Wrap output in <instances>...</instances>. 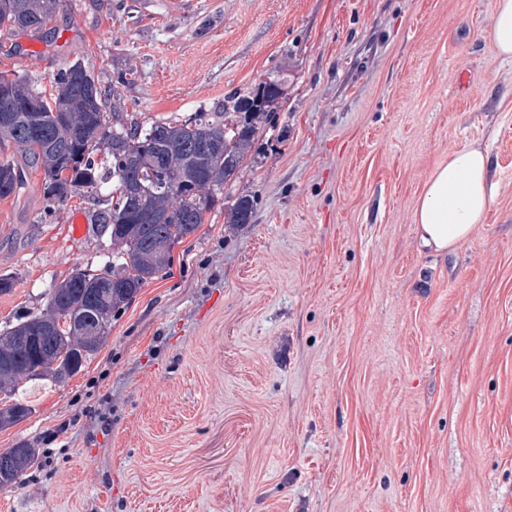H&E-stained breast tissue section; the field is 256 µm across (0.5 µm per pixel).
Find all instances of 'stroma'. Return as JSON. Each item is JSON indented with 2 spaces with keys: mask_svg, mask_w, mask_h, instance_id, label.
<instances>
[{
  "mask_svg": "<svg viewBox=\"0 0 512 512\" xmlns=\"http://www.w3.org/2000/svg\"><path fill=\"white\" fill-rule=\"evenodd\" d=\"M491 0H63L0 72L50 88L76 60L139 121L262 80L283 97L241 167L65 384L20 383L36 448L0 512H512V58ZM486 150L485 223L445 252L414 212L450 152ZM253 197L252 223L225 216ZM0 199V327L112 260ZM485 36L499 56L512 58V0H492Z\"/></svg>",
  "mask_w": 512,
  "mask_h": 512,
  "instance_id": "35a3bbf8",
  "label": "stroma"
}]
</instances>
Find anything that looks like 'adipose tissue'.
<instances>
[{
	"label": "adipose tissue",
	"mask_w": 512,
	"mask_h": 512,
	"mask_svg": "<svg viewBox=\"0 0 512 512\" xmlns=\"http://www.w3.org/2000/svg\"><path fill=\"white\" fill-rule=\"evenodd\" d=\"M485 36L499 56L512 58V0H492ZM496 195L486 151L468 145L449 153L430 174L414 213L422 244L445 251L467 240L484 223Z\"/></svg>",
	"instance_id": "ef3b65f1"
}]
</instances>
